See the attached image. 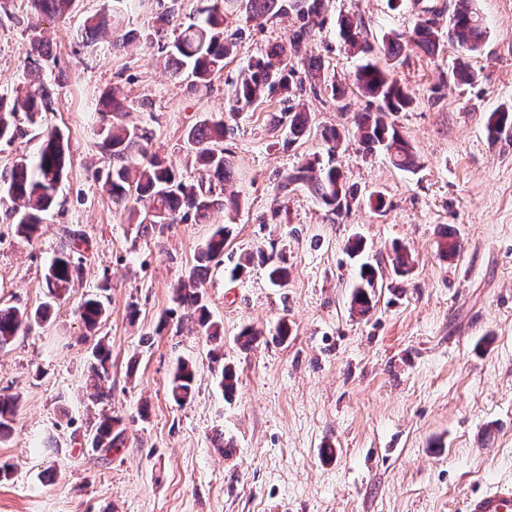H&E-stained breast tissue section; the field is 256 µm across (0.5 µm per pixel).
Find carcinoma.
<instances>
[{"mask_svg": "<svg viewBox=\"0 0 512 512\" xmlns=\"http://www.w3.org/2000/svg\"><path fill=\"white\" fill-rule=\"evenodd\" d=\"M33 19L46 17L61 19L73 9L74 0H29ZM239 5L248 22L263 25L280 16L293 13L298 26L292 30L284 43L251 58L236 80L232 82L233 107L237 110L250 108L262 101L280 97L288 102V93L296 74L291 64L292 51L304 41L310 40L315 27L324 25L326 0H198L195 16L183 25L172 42L157 38V50L174 68L177 76L187 74L192 78V87L207 89L213 78L224 70V60L232 53L238 31L224 30V5ZM110 10H103L86 19L83 38L93 43L101 38H110L114 48L129 43L132 37L125 33L112 37L109 24ZM433 20L422 17L409 36L401 38L387 35L379 48L368 40L361 22L354 16H342L337 24L343 43L354 53L365 58L356 72L357 88L368 98L364 111L357 113L356 133L368 153L381 151L392 163L403 170L412 168L413 153L407 140L386 121L391 112H399L411 104V97L394 79L388 70L373 60L374 50L393 60L405 48L434 53L439 42L438 31L432 28ZM484 35L479 15L468 5L461 4L448 20V43L466 51H475ZM53 60L48 43L34 37L25 48L22 64L30 80L16 87L9 95H0V141L11 142L22 134L20 121L37 131L41 143L36 155L17 157L12 167L0 175V196L7 197L14 207L16 234L29 240L42 223L43 215L56 202L57 188L69 163L68 146L64 136L53 129L42 126V114L52 110L54 100L47 83L40 79V72ZM306 76L310 78V89L314 94L325 93L339 101L344 90L335 82L322 80V62L318 55L300 60ZM127 108V98L112 90L100 101V110L106 113V122L101 128L99 149L110 159L105 185L114 207L128 213L131 224H143L151 230L172 224L178 220H194L206 223L215 210L227 209L235 201L223 196L217 187L228 182L230 164L224 155V139L233 128L223 118L205 120L186 131L189 152L203 166L207 180L196 183L184 180L182 174L166 159L148 151L151 140L146 129H129L119 122ZM277 125L288 129V143L303 137L309 127L307 113L293 106L284 108ZM512 129V113L506 110L491 116L488 131L494 138ZM324 142L329 144L330 159L319 157L284 176L280 191L288 192L292 184L308 183L317 198L332 212L339 214L349 208L357 198L356 192L346 185L341 171L333 164L332 156L339 133L334 129L321 132ZM229 227L216 225L195 256L186 276L173 293L172 311L183 310L196 317L208 337L217 340L224 335L223 325L211 319V314L201 290L205 271L210 263L221 262ZM65 241L61 250L52 258L44 273L49 298L58 300L67 294L72 282L82 271V260L74 258L75 250L83 242L81 234L72 229L64 230ZM438 249L442 256L451 257L461 249L456 232L447 230L441 234ZM265 268L270 283L283 285L288 279L286 259L276 250L248 253L230 270L232 278L243 274L252 264ZM393 270L400 276L410 274L413 261L401 247H393ZM378 271L364 265L353 285L350 306L361 316L372 309L373 291L376 288ZM49 303L35 310L20 306H0V349L4 348L20 331L45 321ZM107 317V308L96 298L86 299L80 306V318L89 329L96 327ZM93 370L98 380L105 381L111 361V351L103 343L93 350ZM195 370L187 361L178 362L171 381L170 393L179 404L186 403L194 394ZM19 400L14 395L0 394V442L7 440L13 431L18 414ZM91 444L95 449L108 451L124 443V430L119 420L104 416L90 430Z\"/></svg>", "mask_w": 512, "mask_h": 512, "instance_id": "1", "label": "carcinoma"}]
</instances>
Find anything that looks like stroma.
Listing matches in <instances>:
<instances>
[{"mask_svg": "<svg viewBox=\"0 0 512 512\" xmlns=\"http://www.w3.org/2000/svg\"><path fill=\"white\" fill-rule=\"evenodd\" d=\"M456 0H329L326 21L294 59L321 55L322 76L345 89L342 102L295 92L310 134L285 145L273 119L279 99L231 111L232 81L250 57L285 41L298 20L259 28L226 9L241 29L237 49L209 89L174 79L165 55L150 48L155 18L174 6L168 35L188 22L197 0H153L114 12L125 49L80 36L105 0H76L65 19L42 24L55 57L48 74L54 111L44 124L68 141L70 165L58 204L31 240L16 236L0 201V305L36 308L47 299L44 269L62 230L83 239V271L49 319L0 350V394L20 408L9 461L0 478V512H463L488 488L512 492V132L493 139L494 112L512 111V0H470L486 26L468 59L471 83L441 84L459 56L449 45ZM438 11L435 53L404 51L392 77L412 102L390 122L413 146L410 171L354 136L366 100L355 84L361 63L339 37L338 16H361L372 40L411 31L424 10ZM27 0H0V93L24 79L22 52L32 31ZM120 88L127 126L148 127L150 151L189 180L200 177L184 147L185 131L223 117L234 132L224 146L233 177L224 191L240 203L209 223L176 222L155 233L127 223L109 198L99 150L101 95ZM345 132L335 162L359 204L332 214L306 185L280 193L283 176L305 158L326 157V128ZM386 205L371 208L369 194ZM232 228L224 261L203 280L213 320L224 325L223 364L237 376L232 397L217 384L212 343L195 318L170 315L174 286L193 265L214 225ZM462 249L442 258L443 229ZM363 251L350 257L349 240ZM415 264L395 276L392 245ZM276 248L288 260L285 286L261 267L231 279L244 254ZM383 274L370 315L350 310L360 263ZM103 299L108 317L87 333L78 309ZM291 333L278 338L280 322ZM262 330L240 349L242 327ZM112 352L109 399L90 384L91 349ZM195 368L194 396L177 404L169 387L178 360ZM119 419L125 443L104 452L90 444L91 422Z\"/></svg>", "mask_w": 512, "mask_h": 512, "instance_id": "stroma-1", "label": "stroma"}]
</instances>
